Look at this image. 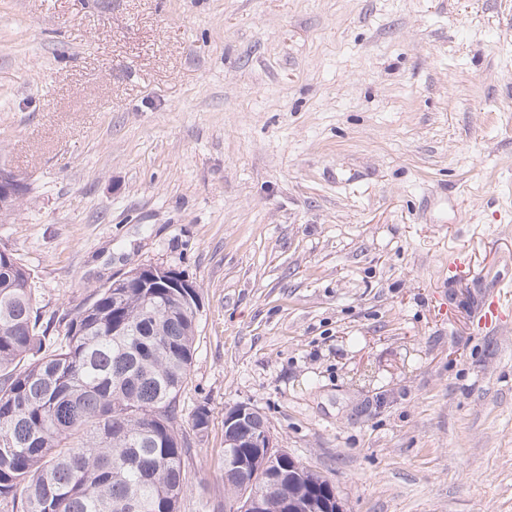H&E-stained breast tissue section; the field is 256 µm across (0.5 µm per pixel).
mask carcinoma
Masks as SVG:
<instances>
[{"mask_svg": "<svg viewBox=\"0 0 512 512\" xmlns=\"http://www.w3.org/2000/svg\"><path fill=\"white\" fill-rule=\"evenodd\" d=\"M29 278L0 253V512H180L198 291L98 288L61 327ZM224 477L234 494L263 483L264 512H335V486L294 458L226 446Z\"/></svg>", "mask_w": 512, "mask_h": 512, "instance_id": "obj_1", "label": "carcinoma"}]
</instances>
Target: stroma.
Segmentation results:
<instances>
[{"instance_id": "35a3bbf8", "label": "stroma", "mask_w": 512, "mask_h": 512, "mask_svg": "<svg viewBox=\"0 0 512 512\" xmlns=\"http://www.w3.org/2000/svg\"><path fill=\"white\" fill-rule=\"evenodd\" d=\"M0 168L44 316L198 289L182 512L239 404L347 512H512V0H0ZM24 184L11 172L0 170V209L12 206L22 193ZM512 286L502 282L498 292L487 298L479 311L478 326L480 328L498 325L504 320L511 307L510 297Z\"/></svg>"}]
</instances>
